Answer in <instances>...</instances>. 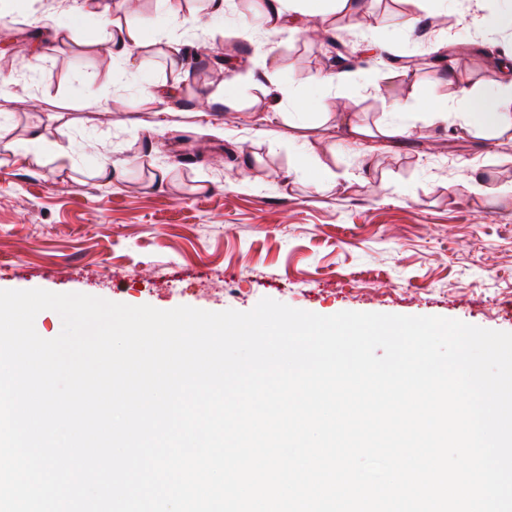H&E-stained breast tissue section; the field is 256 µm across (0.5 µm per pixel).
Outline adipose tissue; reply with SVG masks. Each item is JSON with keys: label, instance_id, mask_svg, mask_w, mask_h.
<instances>
[{"label": "adipose tissue", "instance_id": "1", "mask_svg": "<svg viewBox=\"0 0 512 512\" xmlns=\"http://www.w3.org/2000/svg\"><path fill=\"white\" fill-rule=\"evenodd\" d=\"M457 96L462 132L512 141L511 77L504 78L497 89L487 95L476 94L466 83H459Z\"/></svg>", "mask_w": 512, "mask_h": 512}]
</instances>
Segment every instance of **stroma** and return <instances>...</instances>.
Wrapping results in <instances>:
<instances>
[{
    "label": "stroma",
    "mask_w": 512,
    "mask_h": 512,
    "mask_svg": "<svg viewBox=\"0 0 512 512\" xmlns=\"http://www.w3.org/2000/svg\"><path fill=\"white\" fill-rule=\"evenodd\" d=\"M115 2L148 35L128 61L86 0H0V289L212 312L270 298L512 332V197L497 191L512 145L423 108L453 103V70L496 89L507 37L484 18L512 0H357L313 16L297 0L263 29L246 22L251 0L217 16L205 0H173V14ZM322 27L348 52L343 84L324 81L336 64ZM271 64L275 101L258 83ZM230 80L233 111L217 100ZM336 112L411 133L370 150L342 139ZM104 155L122 180L96 176ZM478 169L483 195L467 189Z\"/></svg>",
    "instance_id": "1"
}]
</instances>
